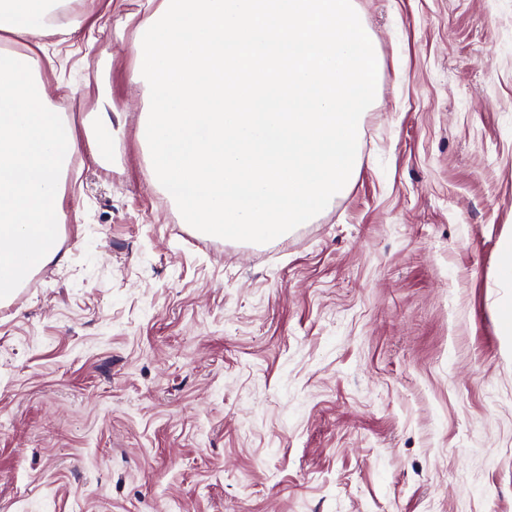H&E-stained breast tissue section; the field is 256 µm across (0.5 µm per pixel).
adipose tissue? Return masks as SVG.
Returning a JSON list of instances; mask_svg holds the SVG:
<instances>
[{"instance_id": "ef3b65f1", "label": "adipose tissue", "mask_w": 512, "mask_h": 512, "mask_svg": "<svg viewBox=\"0 0 512 512\" xmlns=\"http://www.w3.org/2000/svg\"><path fill=\"white\" fill-rule=\"evenodd\" d=\"M66 0H0V32L27 47L39 46L57 27V12Z\"/></svg>"}]
</instances>
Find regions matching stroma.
<instances>
[{
  "label": "stroma",
  "mask_w": 512,
  "mask_h": 512,
  "mask_svg": "<svg viewBox=\"0 0 512 512\" xmlns=\"http://www.w3.org/2000/svg\"><path fill=\"white\" fill-rule=\"evenodd\" d=\"M358 4V175L259 245L189 232L149 177L157 0H73L80 37L42 39L78 146L59 251L0 305V512H512V0ZM497 277L506 285H512V233L501 237L498 247Z\"/></svg>",
  "instance_id": "obj_1"
}]
</instances>
